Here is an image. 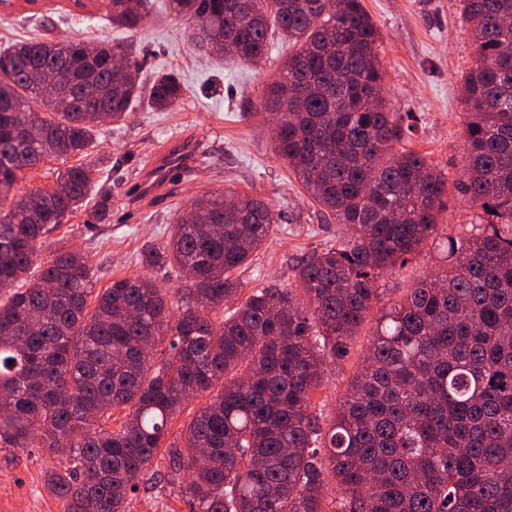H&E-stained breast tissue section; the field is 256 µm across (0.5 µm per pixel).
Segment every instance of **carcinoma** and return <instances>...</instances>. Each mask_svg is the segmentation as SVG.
Masks as SVG:
<instances>
[{
    "label": "carcinoma",
    "instance_id": "cac0c4a2",
    "mask_svg": "<svg viewBox=\"0 0 512 512\" xmlns=\"http://www.w3.org/2000/svg\"><path fill=\"white\" fill-rule=\"evenodd\" d=\"M148 0H107L112 23L146 24ZM475 58L464 80L465 142L453 184L413 150L411 126L381 95L379 32L362 0H169L209 53L246 64L278 36L296 51L263 104L273 150L321 213L350 234L245 298L237 271L280 216L249 195L207 194L182 209L144 262L188 277L174 292L147 275L95 291L86 254L43 235L86 206L80 163L51 190L10 195L48 157L86 155L95 126L141 97L132 45L19 40L0 50V442L51 456L45 484L64 512H127L162 480L193 512H512V0H460ZM119 55L126 75L108 66ZM64 69L43 83L37 72ZM95 87L105 111L68 87ZM182 85L155 77L151 104ZM29 124L38 138L24 140ZM479 210L445 233L449 195ZM111 191L89 220L106 224ZM429 246L442 266L380 312L334 420L312 411L327 362L347 353L382 294L379 280ZM227 307L222 317L212 314ZM168 344V354L156 349ZM210 400L184 432L168 426ZM117 430L105 429L114 410ZM167 477L149 473L159 449ZM334 509H325L328 481ZM208 401L209 397H199L190 402L185 407V409L176 418L173 419L169 427L167 441H172L174 438L179 437V434L182 433V431L186 428V425L189 423L198 409L204 406Z\"/></svg>",
    "mask_w": 512,
    "mask_h": 512
}]
</instances>
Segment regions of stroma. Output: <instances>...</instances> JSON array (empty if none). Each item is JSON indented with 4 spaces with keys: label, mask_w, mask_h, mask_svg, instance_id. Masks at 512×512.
<instances>
[{
    "label": "stroma",
    "mask_w": 512,
    "mask_h": 512,
    "mask_svg": "<svg viewBox=\"0 0 512 512\" xmlns=\"http://www.w3.org/2000/svg\"><path fill=\"white\" fill-rule=\"evenodd\" d=\"M12 0L0 7V47L48 29L53 38H75L134 45L142 79L164 72L177 75L179 105L169 111L152 107L148 97L134 103L124 121L98 126L86 156L50 157L23 171L20 188L52 189L60 172L91 163L95 185L112 191L109 223H88L87 211L67 216L44 238L42 257L60 245L88 254L97 288L112 280L149 273L162 288L185 287L186 279L169 266L144 268L145 247L168 240L176 214L198 196L238 191L264 199L282 221L238 272L245 288L266 282L289 287L293 269L305 255L322 250L346 235L341 224L326 222L300 183L276 158L264 95L293 49L273 41L260 65L232 64L200 51L185 36L184 20L171 13L167 0H150V22L138 33L113 26L106 0ZM378 31L384 93L391 111L412 127L402 146L425 154L448 177H455L464 148L462 82L474 60L470 23L459 0H362ZM196 143L190 161L175 166L150 196L135 182L168 140ZM441 259L424 248L405 266L380 280L383 305L398 301L406 288L438 268ZM378 310H372L344 358L328 364L324 382L313 395L314 411L331 421L348 381L369 345ZM53 464L34 448L0 444V512H63V504L44 486Z\"/></svg>",
    "instance_id": "obj_1"
}]
</instances>
